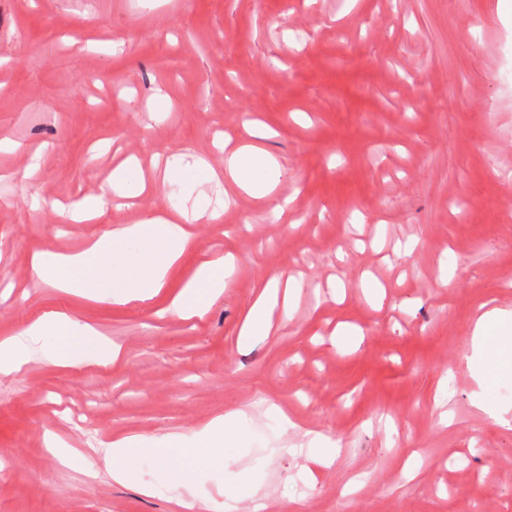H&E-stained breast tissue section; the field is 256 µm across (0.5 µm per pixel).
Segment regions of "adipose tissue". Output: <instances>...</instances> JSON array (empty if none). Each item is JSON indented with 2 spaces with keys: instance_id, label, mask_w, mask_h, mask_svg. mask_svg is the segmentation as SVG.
<instances>
[{
  "instance_id": "1",
  "label": "adipose tissue",
  "mask_w": 512,
  "mask_h": 512,
  "mask_svg": "<svg viewBox=\"0 0 512 512\" xmlns=\"http://www.w3.org/2000/svg\"><path fill=\"white\" fill-rule=\"evenodd\" d=\"M230 178L253 197L265 200L272 211L281 205L274 194L281 175L279 162L266 151L245 145L224 149V170L216 172L204 158L171 154L163 161V182L171 188L173 214L152 213L138 223L104 232L89 249L70 255L39 253L34 275L65 292L98 302L129 304L153 298L164 287L169 271L192 241L185 219H200L207 212L206 183L218 176ZM228 256L204 259L172 299L169 309L182 317L203 316L224 291V280L235 270ZM302 284L276 275L246 311L239 331L242 340L267 338L277 308H290ZM118 356L117 348L90 324L64 313H50L15 336L0 340V375L9 376L34 358L57 365H106ZM467 364L480 387L512 375V312L492 308L473 326ZM245 420L232 411L212 420L193 436L168 433L158 437L125 436L112 441L108 457L114 482L136 481L141 456H152L170 477L173 487L186 486L178 449L192 446L212 450L231 444Z\"/></svg>"
}]
</instances>
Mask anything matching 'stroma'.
<instances>
[{
	"instance_id": "stroma-1",
	"label": "stroma",
	"mask_w": 512,
	"mask_h": 512,
	"mask_svg": "<svg viewBox=\"0 0 512 512\" xmlns=\"http://www.w3.org/2000/svg\"><path fill=\"white\" fill-rule=\"evenodd\" d=\"M253 122L282 166L280 216L224 181L222 221L194 223L143 303L32 276L35 253L83 251L169 208L154 154L188 149L218 169L216 139L249 142ZM1 138L15 148L0 151V340L63 312L121 356L0 378V512H184L153 460L140 473L153 495L113 483L107 447L233 410L249 418L240 446L183 461L203 471L198 498L244 476L255 494L238 512H512V430L475 405L465 360L481 306L512 311V0H0ZM131 155L147 163L137 204L94 224L59 216ZM227 254L238 267L204 317L171 314L198 262ZM275 274L306 287L271 336L239 344ZM341 323L358 348L334 345ZM272 404L293 429L265 416ZM309 431L336 447L310 484Z\"/></svg>"
}]
</instances>
